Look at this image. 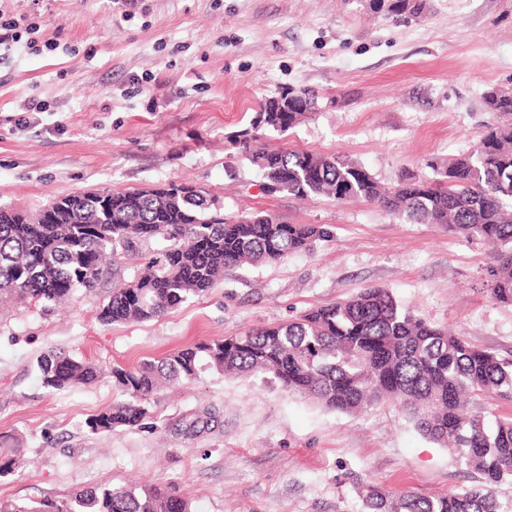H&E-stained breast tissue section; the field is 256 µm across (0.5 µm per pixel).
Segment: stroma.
Instances as JSON below:
<instances>
[{"label": "stroma", "instance_id": "35a3bbf8", "mask_svg": "<svg viewBox=\"0 0 512 512\" xmlns=\"http://www.w3.org/2000/svg\"><path fill=\"white\" fill-rule=\"evenodd\" d=\"M56 50L0 55V205L36 212L55 198L171 181L202 187L228 217L267 211L331 232L313 250L227 271L163 317L105 325L97 312L140 258L118 256L102 288L69 305L0 310V500L61 499L92 486L173 484L194 512H363L366 485L427 498L478 475L421 434L400 404L346 414L255 378L206 371L166 385L142 427L91 433L120 399L110 369L284 323L385 288L415 315L512 358V307L495 303L482 242L411 224L366 201L269 193L232 143L282 89L313 96L268 145L339 155L391 186L434 177L501 123L490 91L512 92V0H425L393 21L368 0H0ZM47 103L26 113L29 98ZM88 361L91 384L44 387L36 360Z\"/></svg>", "mask_w": 512, "mask_h": 512}]
</instances>
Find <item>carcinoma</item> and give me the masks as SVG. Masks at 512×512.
<instances>
[{
    "mask_svg": "<svg viewBox=\"0 0 512 512\" xmlns=\"http://www.w3.org/2000/svg\"><path fill=\"white\" fill-rule=\"evenodd\" d=\"M398 21L418 17L423 0H376ZM311 98L283 90L265 101L253 130L285 132L311 109ZM236 145L274 184L275 192L336 201L364 199L386 212L491 247L488 291L512 306V123L488 128L478 146L443 166L434 179L405 176L391 188L335 155L269 148L255 133ZM329 237L317 224H288L269 212L227 219L210 212L203 191L171 181L149 191L102 189L56 199L36 215L0 206V304H59L101 286L107 259L164 242L136 280L112 289L99 310L106 324L149 321L205 294L224 272L309 251ZM53 390L87 385L91 364L65 353L38 362ZM274 382L324 408L356 412L397 399L414 426L449 448L481 484L436 499L365 490L367 512H512V419L490 420L473 398L512 400V359L473 346L402 307L382 288L309 310L288 324L200 342L133 369L112 367L123 398L90 416L92 433L136 428L150 397L165 383L204 371ZM0 512H192L174 485L89 487L61 500H3Z\"/></svg>",
    "mask_w": 512,
    "mask_h": 512,
    "instance_id": "cac0c4a2",
    "label": "carcinoma"
}]
</instances>
